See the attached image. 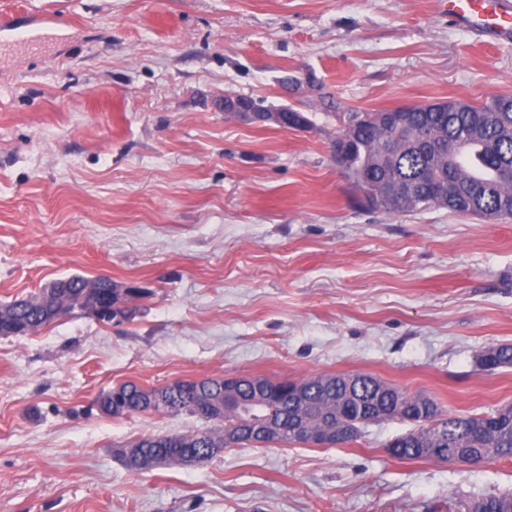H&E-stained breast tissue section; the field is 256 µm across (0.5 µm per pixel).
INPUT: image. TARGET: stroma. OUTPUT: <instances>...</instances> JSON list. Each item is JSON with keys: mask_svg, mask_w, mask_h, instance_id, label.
I'll return each mask as SVG.
<instances>
[{"mask_svg": "<svg viewBox=\"0 0 512 512\" xmlns=\"http://www.w3.org/2000/svg\"><path fill=\"white\" fill-rule=\"evenodd\" d=\"M46 19L0 31V303L74 274L143 293L131 321L86 312L0 337V512H448L512 490V462L401 461L399 421L357 442L225 448L207 465L126 467L183 412L112 418L132 380L371 375L450 414L512 403V218L366 204L336 164V113L512 96V43L434 0H0ZM314 84L283 85V77ZM304 112L284 129L225 94ZM487 359L495 366L485 364L482 370L492 374L494 369L512 366V344H500L486 349Z\"/></svg>", "mask_w": 512, "mask_h": 512, "instance_id": "obj_1", "label": "stroma"}]
</instances>
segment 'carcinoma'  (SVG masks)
Here are the masks:
<instances>
[{"instance_id":"cac0c4a2","label":"carcinoma","mask_w":512,"mask_h":512,"mask_svg":"<svg viewBox=\"0 0 512 512\" xmlns=\"http://www.w3.org/2000/svg\"><path fill=\"white\" fill-rule=\"evenodd\" d=\"M406 116L396 129L376 125L375 113L366 116L370 124L357 134L350 155V167L359 180L374 189L384 180L410 189L395 201H386L394 214L426 208L437 180L451 181L456 201L454 213H482L497 221L512 217V183L500 171L512 168V97H493L482 104L462 108L444 101L425 111L411 106L394 108ZM454 151H448V145ZM89 280L74 275L62 280L65 296L75 302ZM54 322L44 313L40 297L0 304V336H24ZM495 368L512 366V344L486 349ZM265 390L257 392L252 379L244 378L228 390L222 378H201L182 382L178 388L147 390L135 382L119 383L101 393L93 405L101 413L122 417L134 413H195L194 402L202 400L220 423L195 433L143 436L133 442L144 457L162 456L167 464L183 462L188 453L200 463L214 459L225 448L229 436L236 445L255 444L250 426L231 406L234 399L253 401L273 411V425L280 443H305L306 434L321 426L322 418L339 416L355 429L365 426L371 404L383 412L399 409L413 394L366 374L313 375L304 379L271 380L263 377ZM431 412L416 414L408 436L401 439L399 460H433L450 463L455 457L492 462L512 460V412L498 408L488 414L451 415L430 400ZM461 512H512V493H492L462 505Z\"/></svg>"}]
</instances>
